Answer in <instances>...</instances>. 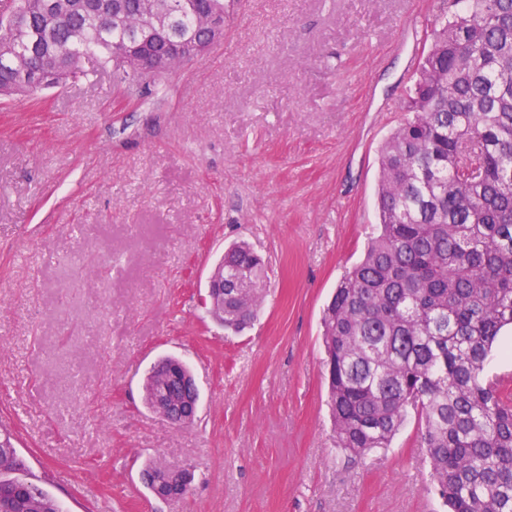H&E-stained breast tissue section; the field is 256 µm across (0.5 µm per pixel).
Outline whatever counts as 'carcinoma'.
I'll use <instances>...</instances> for the list:
<instances>
[{
	"mask_svg": "<svg viewBox=\"0 0 512 512\" xmlns=\"http://www.w3.org/2000/svg\"><path fill=\"white\" fill-rule=\"evenodd\" d=\"M226 0H161L174 35L205 36L200 19ZM102 0H15L0 20V95L35 96L30 75L49 58V84L113 68L139 78L150 57L119 63L146 38L140 0L121 23ZM432 33L379 157L376 234L323 311L331 420L337 446L365 458L390 447L413 411L434 487L448 512H512V395L485 365L512 326V0H452ZM94 62L92 69L87 61ZM224 318L241 332L265 299L266 266L245 242L224 251ZM186 364L148 372L144 403L181 399ZM10 434L0 435V487L23 478ZM0 512H64L36 484L0 493Z\"/></svg>",
	"mask_w": 512,
	"mask_h": 512,
	"instance_id": "cac0c4a2",
	"label": "carcinoma"
}]
</instances>
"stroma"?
I'll return each instance as SVG.
<instances>
[{"mask_svg": "<svg viewBox=\"0 0 512 512\" xmlns=\"http://www.w3.org/2000/svg\"><path fill=\"white\" fill-rule=\"evenodd\" d=\"M444 0H241L224 38L161 77L0 99V428L66 512H445L407 417L337 448L323 309L378 221L379 151ZM263 256L253 325L208 312L230 243ZM172 355L200 393L143 405ZM190 470L156 498L147 463ZM191 376L186 364L172 358H165L158 361L148 372L144 384V403L152 411L153 400L157 394L166 392L170 401L177 402L181 399L179 379ZM183 400L176 406L161 401L158 405V415L164 420L178 418L182 425L193 420L197 408V401L194 402L197 385L191 376L190 381L181 384ZM188 473L183 470L178 472V476L164 485L161 481L154 480L153 494L163 499H175L184 497L189 491Z\"/></svg>", "mask_w": 512, "mask_h": 512, "instance_id": "35a3bbf8", "label": "stroma"}]
</instances>
